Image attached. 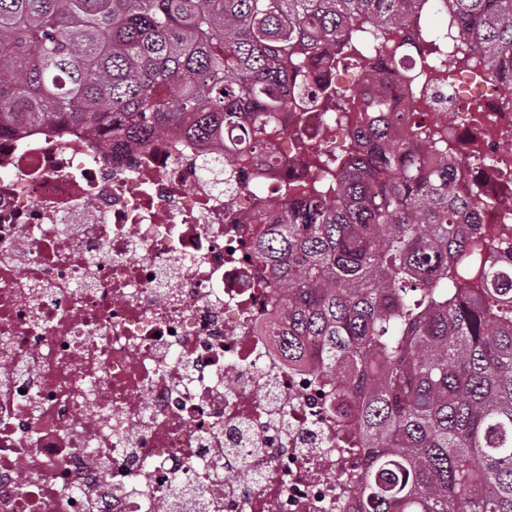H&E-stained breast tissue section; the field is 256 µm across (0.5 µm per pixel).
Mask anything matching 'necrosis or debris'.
Masks as SVG:
<instances>
[{
	"mask_svg": "<svg viewBox=\"0 0 512 512\" xmlns=\"http://www.w3.org/2000/svg\"><path fill=\"white\" fill-rule=\"evenodd\" d=\"M447 11L421 0L392 28L372 49L390 68L312 70L345 111L276 113L262 156L178 128L0 133V512L351 502L363 449L326 414L325 382L278 352V290L253 243L271 198L346 165L374 95L438 115L451 192L478 194L486 244L512 240V95L456 20L430 27ZM241 172L250 189L225 196Z\"/></svg>",
	"mask_w": 512,
	"mask_h": 512,
	"instance_id": "1",
	"label": "necrosis or debris"
}]
</instances>
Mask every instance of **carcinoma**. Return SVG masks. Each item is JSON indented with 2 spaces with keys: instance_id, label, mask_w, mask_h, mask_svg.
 Masks as SVG:
<instances>
[{
  "instance_id": "obj_1",
  "label": "carcinoma",
  "mask_w": 512,
  "mask_h": 512,
  "mask_svg": "<svg viewBox=\"0 0 512 512\" xmlns=\"http://www.w3.org/2000/svg\"><path fill=\"white\" fill-rule=\"evenodd\" d=\"M417 0H0V129L87 125L142 140L184 122L265 147L285 88L336 42L378 43ZM462 35L512 92V0H449ZM372 143L336 180L273 202L254 243L285 290L276 345L334 386L365 456L358 512H512V245L476 291V202L448 192L434 120Z\"/></svg>"
}]
</instances>
